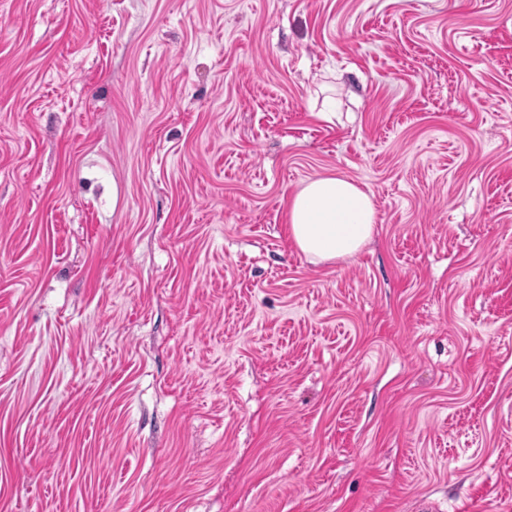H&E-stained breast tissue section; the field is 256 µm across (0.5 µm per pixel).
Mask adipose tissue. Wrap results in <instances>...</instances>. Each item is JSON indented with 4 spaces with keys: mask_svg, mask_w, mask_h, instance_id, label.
I'll list each match as a JSON object with an SVG mask.
<instances>
[{
    "mask_svg": "<svg viewBox=\"0 0 512 512\" xmlns=\"http://www.w3.org/2000/svg\"><path fill=\"white\" fill-rule=\"evenodd\" d=\"M288 230L310 261L333 263L358 254L372 239L377 212L371 196L350 178H308L288 201Z\"/></svg>",
    "mask_w": 512,
    "mask_h": 512,
    "instance_id": "1",
    "label": "adipose tissue"
}]
</instances>
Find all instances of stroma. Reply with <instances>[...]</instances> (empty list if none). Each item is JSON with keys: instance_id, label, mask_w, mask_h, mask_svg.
Here are the masks:
<instances>
[{"instance_id": "35a3bbf8", "label": "stroma", "mask_w": 512, "mask_h": 512, "mask_svg": "<svg viewBox=\"0 0 512 512\" xmlns=\"http://www.w3.org/2000/svg\"><path fill=\"white\" fill-rule=\"evenodd\" d=\"M338 173L371 241L314 264ZM512 512V0H0V512ZM288 230L314 263L352 258L372 239L377 212L371 196L341 174L315 175L288 201Z\"/></svg>"}]
</instances>
